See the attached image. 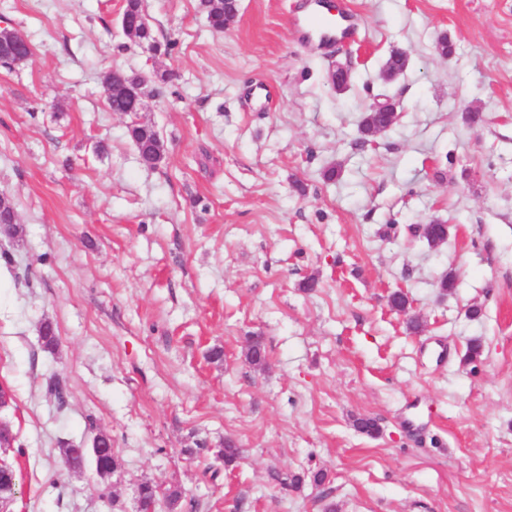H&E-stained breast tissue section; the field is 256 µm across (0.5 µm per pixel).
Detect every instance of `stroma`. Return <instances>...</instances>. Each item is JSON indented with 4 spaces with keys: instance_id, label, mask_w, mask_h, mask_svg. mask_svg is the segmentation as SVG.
<instances>
[{
    "instance_id": "35a3bbf8",
    "label": "stroma",
    "mask_w": 512,
    "mask_h": 512,
    "mask_svg": "<svg viewBox=\"0 0 512 512\" xmlns=\"http://www.w3.org/2000/svg\"><path fill=\"white\" fill-rule=\"evenodd\" d=\"M306 2L239 0L217 33L200 0H142L153 53L122 0H0L32 47L0 65V195L22 230L0 234L12 512H135L146 481L197 512H512V0H330L360 37L329 46L297 41ZM394 48L409 65L386 80ZM116 70L153 79L157 167L106 102ZM381 94L400 117L362 142ZM435 219L447 242L410 233ZM100 433L106 484L60 455Z\"/></svg>"
}]
</instances>
